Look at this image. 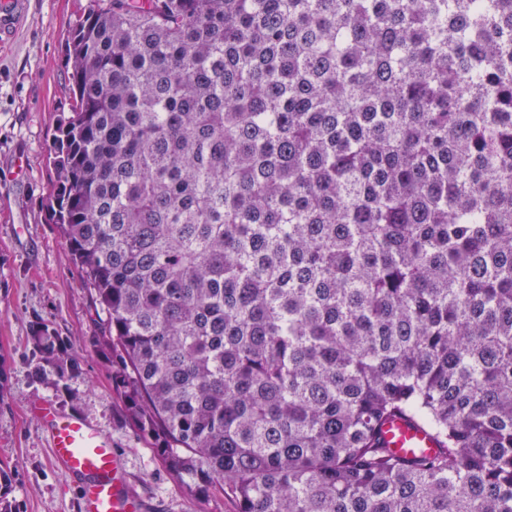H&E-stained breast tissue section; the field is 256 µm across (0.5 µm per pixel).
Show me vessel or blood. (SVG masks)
I'll return each mask as SVG.
<instances>
[{"label": "vessel or blood", "instance_id": "vessel-or-blood-1", "mask_svg": "<svg viewBox=\"0 0 512 512\" xmlns=\"http://www.w3.org/2000/svg\"><path fill=\"white\" fill-rule=\"evenodd\" d=\"M25 5L26 0H0V40L16 31ZM33 411L45 427L54 460L81 480L82 512H141L137 495L123 477L111 438L79 415L58 412L51 401L38 402ZM385 438L407 456L438 445L433 434L403 419L386 426Z\"/></svg>", "mask_w": 512, "mask_h": 512}]
</instances>
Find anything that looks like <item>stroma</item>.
I'll use <instances>...</instances> for the list:
<instances>
[{
    "instance_id": "stroma-1",
    "label": "stroma",
    "mask_w": 512,
    "mask_h": 512,
    "mask_svg": "<svg viewBox=\"0 0 512 512\" xmlns=\"http://www.w3.org/2000/svg\"><path fill=\"white\" fill-rule=\"evenodd\" d=\"M87 2L30 0L0 46V468L9 475L0 504L10 512H80L78 478L53 461L45 428L29 411L47 399L111 438L145 512H238L219 493L191 497L131 423L112 357L94 345L104 313L49 220L50 147L71 108L63 43ZM43 326L66 337L78 357V370L64 379L37 372L31 336Z\"/></svg>"
}]
</instances>
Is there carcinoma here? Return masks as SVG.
<instances>
[{"label":"carcinoma","mask_w":512,"mask_h":512,"mask_svg":"<svg viewBox=\"0 0 512 512\" xmlns=\"http://www.w3.org/2000/svg\"><path fill=\"white\" fill-rule=\"evenodd\" d=\"M65 50L52 220L189 493L512 512V0H88ZM384 431L390 447L396 448L402 455L412 456L415 453L429 452L433 448H438V442L433 434L403 419H397L388 424Z\"/></svg>","instance_id":"obj_1"}]
</instances>
